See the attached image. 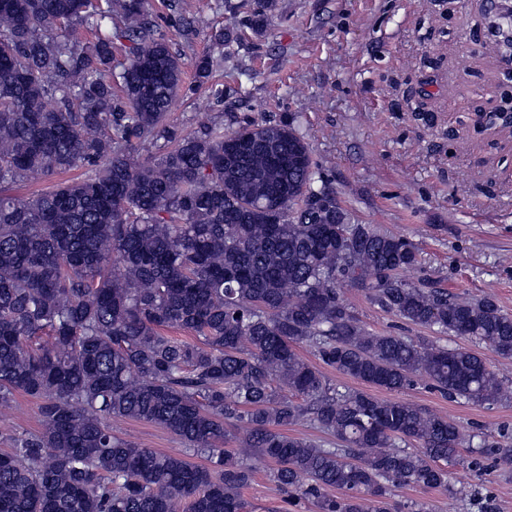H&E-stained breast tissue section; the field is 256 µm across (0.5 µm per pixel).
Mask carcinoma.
<instances>
[{
  "mask_svg": "<svg viewBox=\"0 0 512 512\" xmlns=\"http://www.w3.org/2000/svg\"><path fill=\"white\" fill-rule=\"evenodd\" d=\"M274 7H229L227 41ZM81 27L96 39L67 36ZM118 42L128 60L116 67ZM213 66L196 60L197 85ZM183 75L144 0H0V407L41 401L39 430L0 450V512H249L243 490L266 463L281 512H429L392 510L398 487L472 500L448 485L447 463L480 467L460 447L512 463L511 437L467 436L425 407L335 384L298 348L389 392L423 381L493 405L512 386L479 354L370 332L343 288L509 360L512 314L490 294L404 277L414 245L352 222L300 116L178 133ZM140 144L159 155L141 158ZM79 166L92 175L11 193ZM118 417L164 427L184 452L117 437ZM302 421L330 439L287 433Z\"/></svg>",
  "mask_w": 512,
  "mask_h": 512,
  "instance_id": "carcinoma-1",
  "label": "carcinoma"
}]
</instances>
